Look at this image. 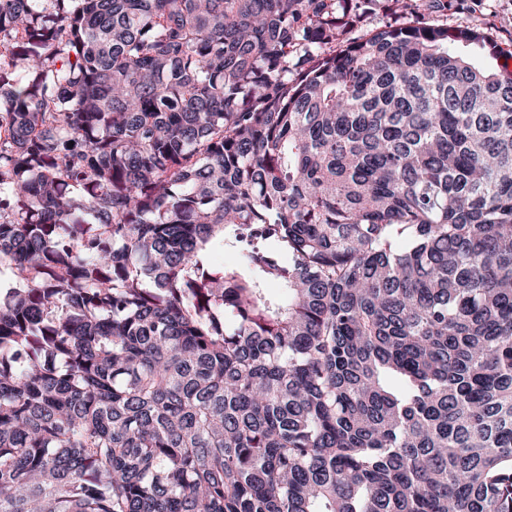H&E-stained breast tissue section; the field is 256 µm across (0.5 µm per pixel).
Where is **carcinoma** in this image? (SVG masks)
<instances>
[{
  "instance_id": "cac0c4a2",
  "label": "carcinoma",
  "mask_w": 512,
  "mask_h": 512,
  "mask_svg": "<svg viewBox=\"0 0 512 512\" xmlns=\"http://www.w3.org/2000/svg\"><path fill=\"white\" fill-rule=\"evenodd\" d=\"M359 7L0 0V512H512V77ZM377 2V6L365 16L362 24L350 31L346 35V39L351 41L361 39L376 31L389 19L397 17L392 1L379 0Z\"/></svg>"
}]
</instances>
